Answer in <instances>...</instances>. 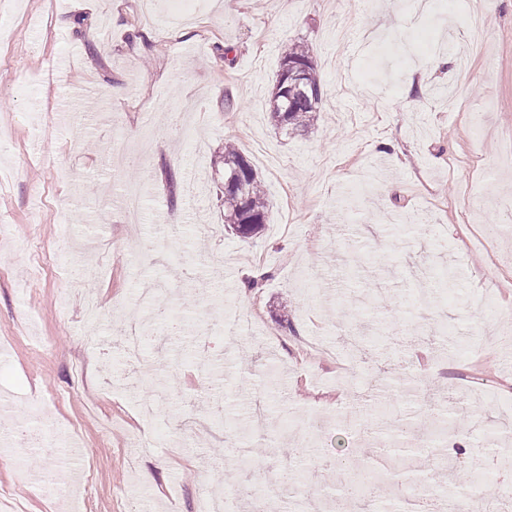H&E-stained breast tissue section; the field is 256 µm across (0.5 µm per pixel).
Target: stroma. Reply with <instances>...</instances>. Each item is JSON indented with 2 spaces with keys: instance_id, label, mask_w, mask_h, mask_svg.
<instances>
[{
  "instance_id": "obj_1",
  "label": "stroma",
  "mask_w": 512,
  "mask_h": 512,
  "mask_svg": "<svg viewBox=\"0 0 512 512\" xmlns=\"http://www.w3.org/2000/svg\"><path fill=\"white\" fill-rule=\"evenodd\" d=\"M181 0H0V396L15 429L57 434L51 450L0 452V498L21 512H196L202 488L266 489L289 512L286 463L266 436L305 448L312 489L327 453L355 460L336 407L398 379L418 347L434 360L386 433L424 400L455 392L484 419L512 414V369L471 374L470 349L512 333V0H190V20L154 27ZM304 42L327 95L321 120L284 136L268 93L283 50ZM233 47L225 56V47ZM448 58L432 70L429 60ZM233 142L270 208L243 241L224 228L213 165ZM142 208L127 224V188ZM57 253L39 273L33 254ZM95 278H83L87 266ZM262 285L242 291L247 273ZM184 311L181 339L128 363L121 337L143 289ZM99 302L87 320L84 297ZM209 331L210 384L195 370ZM84 365L82 384L74 369ZM280 372L270 391L262 372ZM168 391L153 442L132 447L137 407ZM317 412L308 432L298 413ZM480 450L456 435L414 467L469 469ZM130 497H123L122 489Z\"/></svg>"
}]
</instances>
